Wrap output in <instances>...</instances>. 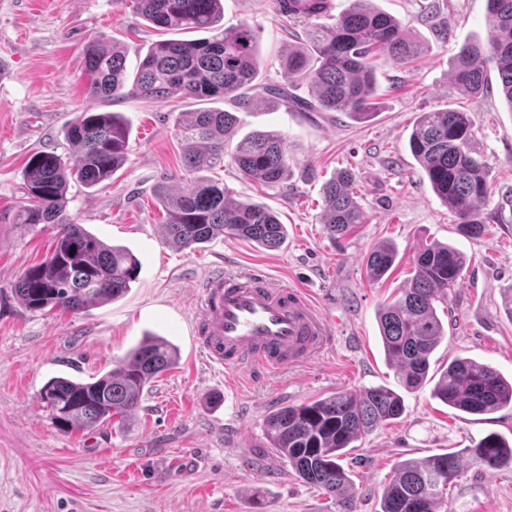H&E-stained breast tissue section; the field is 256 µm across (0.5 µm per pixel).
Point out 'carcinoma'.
Listing matches in <instances>:
<instances>
[{
  "label": "carcinoma",
  "mask_w": 512,
  "mask_h": 512,
  "mask_svg": "<svg viewBox=\"0 0 512 512\" xmlns=\"http://www.w3.org/2000/svg\"><path fill=\"white\" fill-rule=\"evenodd\" d=\"M134 12L161 33L192 32L201 37L152 43L135 73L117 43L99 39L85 46L88 93L118 99L131 88L136 96L159 100L177 95L203 107L183 113L177 123L185 144L182 166L199 174L185 190L157 186L165 214L166 241L179 250L195 249L219 235H230L276 249L286 236L274 212L261 202H241L232 191L201 173L224 163V155L241 174L272 186L288 177V154L278 134L256 132L235 139L237 117L204 103L221 99L243 106L253 99H271L300 112H343L355 120L373 116L376 77L373 61L386 56L406 67L423 51L391 15L371 4L352 0L334 16L328 0H277L280 15L311 25L307 40L288 46L282 60L284 83L259 79L256 29L243 24L214 33L224 17L223 0H130ZM487 43L463 44L453 61L452 78L460 90L478 95L489 87V64H495L500 93L512 109V0H486ZM305 84L313 99L296 95ZM73 146L66 164L51 151H38L24 174L26 204L16 223L51 224L56 229L51 254L26 268L13 284L30 310L80 312L123 296L136 280L139 260L126 248L107 244L74 223L68 213V188L78 182L96 187L112 178L127 160L129 128L113 112H79L64 130ZM474 122L457 109L421 112L409 136L410 152L426 174L434 193L459 221L460 231L479 238L486 230L481 207L490 186L487 167L473 156ZM355 178L344 170L322 189L324 230L344 237L365 223L354 197ZM397 252L378 244L369 253L367 272L382 279ZM467 259L456 248L424 242L412 258L413 275L398 289L394 301L378 312L380 336L399 385L422 388L431 357L445 336L437 314L461 280ZM176 348L159 336L147 335L111 371L90 382L56 377L41 390L55 426L65 432L91 430L114 417L126 421L141 402L146 385L173 365ZM432 396L470 414L496 412L512 406V381L487 363L454 356L440 372ZM403 397L395 390L370 387L345 390L269 413L265 435L303 482L336 501L338 512H353L355 488L341 464L352 444L377 427L400 418ZM489 470L512 467V445L495 436L462 452H446L399 462L384 487L380 512H448V488L461 473V453Z\"/></svg>",
  "instance_id": "1"
}]
</instances>
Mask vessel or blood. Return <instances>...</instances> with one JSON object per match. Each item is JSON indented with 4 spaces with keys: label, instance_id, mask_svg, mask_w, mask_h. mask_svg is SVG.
<instances>
[{
    "label": "vessel or blood",
    "instance_id": "b4317fda",
    "mask_svg": "<svg viewBox=\"0 0 512 512\" xmlns=\"http://www.w3.org/2000/svg\"><path fill=\"white\" fill-rule=\"evenodd\" d=\"M198 288L201 315L195 331L210 361L225 368L299 364L327 341L329 318L302 292L275 289L263 274L240 279L217 269Z\"/></svg>",
    "mask_w": 512,
    "mask_h": 512
}]
</instances>
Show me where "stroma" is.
Here are the masks:
<instances>
[{
  "instance_id": "1",
  "label": "stroma",
  "mask_w": 512,
  "mask_h": 512,
  "mask_svg": "<svg viewBox=\"0 0 512 512\" xmlns=\"http://www.w3.org/2000/svg\"><path fill=\"white\" fill-rule=\"evenodd\" d=\"M420 42L419 60L402 68L376 61V113L355 122L341 112H289L267 104L237 109L240 134L281 135L286 181L264 187L230 164L210 178L234 199L260 201L288 229L276 250L221 236L196 251L171 248L155 189L178 188L191 176L181 164L177 134L194 101L133 95L114 103L90 96L84 49L113 39L136 69L159 32L128 0H0V512H337L331 499L305 484L270 448L265 416L332 393L396 387L377 323L381 304L409 278L424 240L449 243L469 264L438 315L446 336L432 367L449 355L471 357L512 378V110L497 85L471 100L451 80L452 60L468 41L488 42L486 0H374ZM225 27L260 31L263 81H281L279 57L305 40L270 0H224ZM463 109L474 121L471 149L488 169L491 191L481 209L489 233L473 239L458 229L412 157L408 138L421 112ZM121 113L130 152L111 180L71 185L68 214L139 260L138 278L120 299L71 312L28 311L12 285L52 249L55 230L15 221L25 203L22 172L40 150L70 157L64 129L82 111ZM353 172L365 222L330 238L321 224V189L337 171ZM398 257L377 282L366 271L375 243ZM268 273L278 288L307 290L334 324L321 354L272 372L227 370L212 363L195 333L200 304L193 284L210 270ZM147 333L171 341L176 365L144 390L128 426L110 421L82 434L54 427L39 391L51 378L88 381L112 370ZM405 411L377 428L343 459L356 490L354 512H378L399 461L474 447L488 436L512 444V406L472 415L449 408L431 385L403 395ZM449 512H512V468L489 470L463 458L448 495Z\"/></svg>"
}]
</instances>
